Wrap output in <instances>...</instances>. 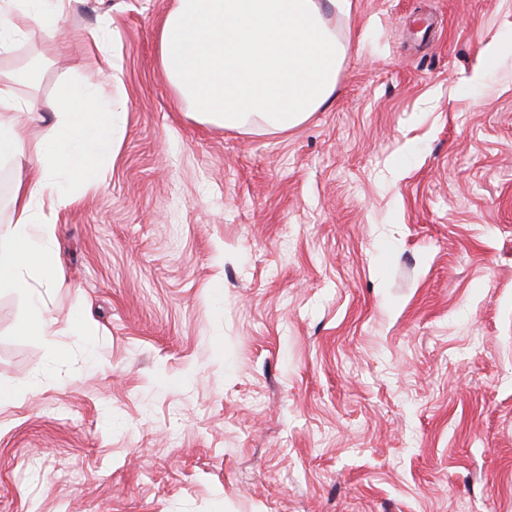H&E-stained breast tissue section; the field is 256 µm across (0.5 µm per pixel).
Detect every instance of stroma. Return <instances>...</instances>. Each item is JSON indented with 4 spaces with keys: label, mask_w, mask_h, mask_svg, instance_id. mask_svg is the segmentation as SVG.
Wrapping results in <instances>:
<instances>
[{
    "label": "stroma",
    "mask_w": 512,
    "mask_h": 512,
    "mask_svg": "<svg viewBox=\"0 0 512 512\" xmlns=\"http://www.w3.org/2000/svg\"><path fill=\"white\" fill-rule=\"evenodd\" d=\"M348 2L336 90L284 134L176 105L171 0H86L40 43L41 99L99 82L109 16L127 118L56 229L67 356L0 293L28 385L0 512H512V0Z\"/></svg>",
    "instance_id": "35a3bbf8"
}]
</instances>
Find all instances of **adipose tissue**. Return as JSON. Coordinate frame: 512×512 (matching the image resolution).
<instances>
[{
  "label": "adipose tissue",
  "instance_id": "1",
  "mask_svg": "<svg viewBox=\"0 0 512 512\" xmlns=\"http://www.w3.org/2000/svg\"><path fill=\"white\" fill-rule=\"evenodd\" d=\"M76 0H0V61L23 44L50 40ZM346 0H173L156 32L158 63L179 104L221 129L284 133L321 109L346 55L331 14ZM30 67L0 65V163L23 167L12 216L0 226V291L24 296L20 333L49 339L40 288L63 283L55 256L60 212L107 182L125 127L111 81L58 79L49 100L19 95ZM23 112L46 136L29 148Z\"/></svg>",
  "mask_w": 512,
  "mask_h": 512
}]
</instances>
